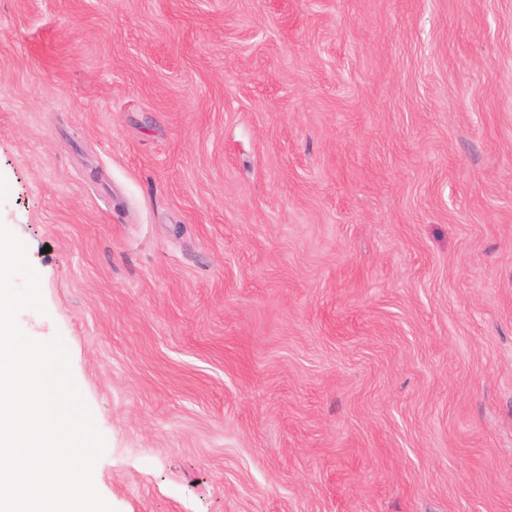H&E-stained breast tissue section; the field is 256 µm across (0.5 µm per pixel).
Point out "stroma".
<instances>
[{
    "mask_svg": "<svg viewBox=\"0 0 512 512\" xmlns=\"http://www.w3.org/2000/svg\"><path fill=\"white\" fill-rule=\"evenodd\" d=\"M0 222L116 512H512V0H0Z\"/></svg>",
    "mask_w": 512,
    "mask_h": 512,
    "instance_id": "35a3bbf8",
    "label": "stroma"
}]
</instances>
